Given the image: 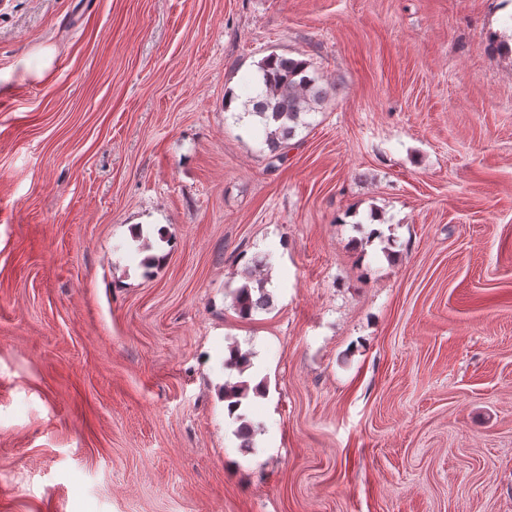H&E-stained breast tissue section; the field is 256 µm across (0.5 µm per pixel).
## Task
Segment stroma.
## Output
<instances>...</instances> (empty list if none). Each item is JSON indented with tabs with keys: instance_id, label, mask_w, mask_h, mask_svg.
<instances>
[{
	"instance_id": "35a3bbf8",
	"label": "stroma",
	"mask_w": 512,
	"mask_h": 512,
	"mask_svg": "<svg viewBox=\"0 0 512 512\" xmlns=\"http://www.w3.org/2000/svg\"><path fill=\"white\" fill-rule=\"evenodd\" d=\"M511 14L0 0V512H512ZM272 52L328 92L274 168L224 109ZM271 266V255H266L262 260L255 261L252 267H248L249 276H258L255 280L256 286L249 282L243 283L231 289L232 304L241 318H248L254 312L267 307L270 303V295L266 290L267 274L264 273ZM262 268V269H261ZM258 273V275H256ZM249 383L251 388L255 387L258 383H260V390H265L261 378L259 376H256L255 374H252ZM250 386L246 381H240L233 384L225 383L224 400L234 399V402H232L233 404H231L230 407L234 406V408H236L241 405L244 408L246 400L249 397V392L251 396H254L253 392L250 391ZM228 405L229 401H224L225 415H229L230 407Z\"/></svg>"
}]
</instances>
